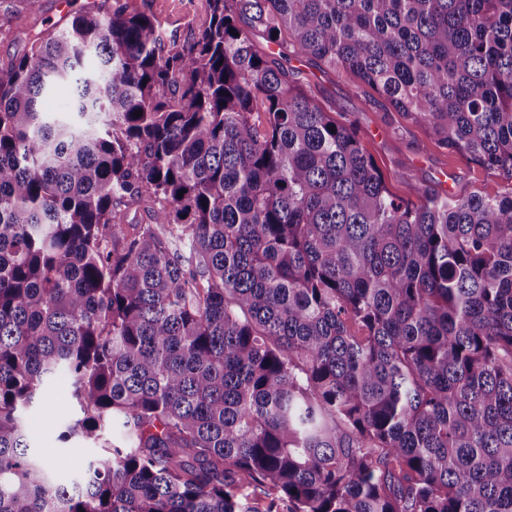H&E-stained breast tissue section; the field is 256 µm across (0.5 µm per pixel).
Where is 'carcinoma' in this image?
<instances>
[{"instance_id": "cac0c4a2", "label": "carcinoma", "mask_w": 512, "mask_h": 512, "mask_svg": "<svg viewBox=\"0 0 512 512\" xmlns=\"http://www.w3.org/2000/svg\"><path fill=\"white\" fill-rule=\"evenodd\" d=\"M208 2L0 64V512H512V192L396 196L251 39L512 180V0ZM60 372V439L127 436L69 487L24 430ZM98 9L112 12L119 4H128L150 16L161 24L165 32L167 49L173 42L178 45L190 43L197 30L209 18L207 0H99ZM73 95V87L63 85L60 87H53L44 96L43 107L57 118H65L69 113L64 112L66 103Z\"/></svg>"}]
</instances>
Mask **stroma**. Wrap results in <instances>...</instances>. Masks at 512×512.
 <instances>
[{
	"label": "stroma",
	"mask_w": 512,
	"mask_h": 512,
	"mask_svg": "<svg viewBox=\"0 0 512 512\" xmlns=\"http://www.w3.org/2000/svg\"><path fill=\"white\" fill-rule=\"evenodd\" d=\"M124 1L159 22L168 45L190 43L209 18L207 0H101L100 8L109 11ZM59 2L33 0L30 9L14 23L18 35L0 38V60L21 56L47 28L65 27L70 17L64 14ZM287 66L301 83L313 88L319 103L333 112L336 119L356 122L363 145L396 194L414 199V189L420 185L448 195L476 191L496 196L512 192V181L435 144L424 126L393 112L385 99L361 86L353 75L320 68L294 56ZM68 388L65 376L56 377L47 396L29 408L25 419L36 452L47 460L66 456L71 466L77 468L89 457L90 444L78 436L61 442L51 427L52 422H67L76 414Z\"/></svg>",
	"instance_id": "obj_1"
}]
</instances>
